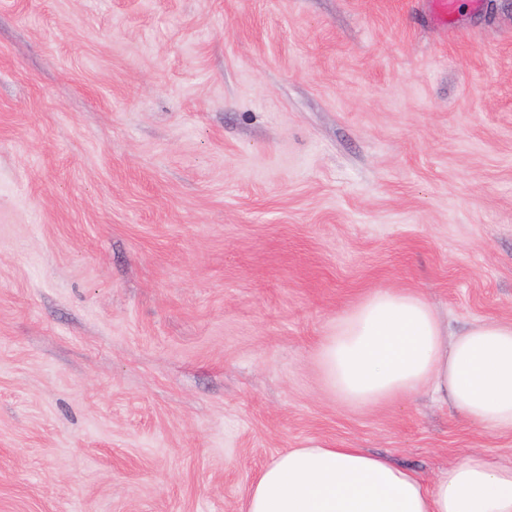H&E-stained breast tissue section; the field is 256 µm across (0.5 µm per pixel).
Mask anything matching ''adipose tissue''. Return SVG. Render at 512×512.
<instances>
[{
    "label": "adipose tissue",
    "instance_id": "adipose-tissue-1",
    "mask_svg": "<svg viewBox=\"0 0 512 512\" xmlns=\"http://www.w3.org/2000/svg\"><path fill=\"white\" fill-rule=\"evenodd\" d=\"M317 363L324 390L345 406L426 392L473 426L512 433V322L452 336L421 293L377 289L337 317ZM243 512H512V467L475 454L428 481L364 449L310 441L260 471Z\"/></svg>",
    "mask_w": 512,
    "mask_h": 512
}]
</instances>
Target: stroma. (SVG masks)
Returning a JSON list of instances; mask_svg holds the SVG:
<instances>
[{
  "mask_svg": "<svg viewBox=\"0 0 512 512\" xmlns=\"http://www.w3.org/2000/svg\"><path fill=\"white\" fill-rule=\"evenodd\" d=\"M454 9L0 0V512H242L310 440L512 466L315 363L378 288L512 322V0Z\"/></svg>",
  "mask_w": 512,
  "mask_h": 512,
  "instance_id": "35a3bbf8",
  "label": "stroma"
}]
</instances>
